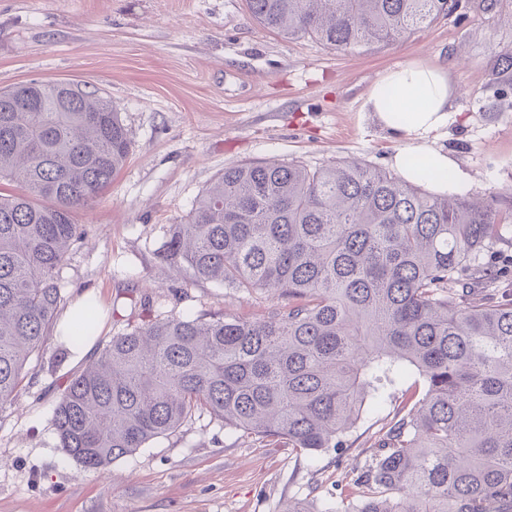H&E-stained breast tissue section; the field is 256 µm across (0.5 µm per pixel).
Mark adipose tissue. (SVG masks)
<instances>
[{"instance_id": "obj_1", "label": "adipose tissue", "mask_w": 512, "mask_h": 512, "mask_svg": "<svg viewBox=\"0 0 512 512\" xmlns=\"http://www.w3.org/2000/svg\"><path fill=\"white\" fill-rule=\"evenodd\" d=\"M451 90L445 71L418 64H404L389 70L370 89L367 104L381 125L405 140L392 164L409 182L423 179L420 169L408 167L411 157L428 159L439 173L440 187H447V174L458 173L455 159L434 146L437 135L455 120Z\"/></svg>"}]
</instances>
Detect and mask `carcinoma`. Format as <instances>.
Here are the masks:
<instances>
[{
    "label": "carcinoma",
    "mask_w": 512,
    "mask_h": 512,
    "mask_svg": "<svg viewBox=\"0 0 512 512\" xmlns=\"http://www.w3.org/2000/svg\"><path fill=\"white\" fill-rule=\"evenodd\" d=\"M288 38L348 52L452 16L458 0H246ZM128 132L96 90L30 82L0 90V409L42 349L79 238L73 212L124 166ZM512 210L497 196L432 194L343 161L275 160L224 170L161 259L238 294L288 307L156 319L122 332L75 374L54 411L59 447L96 471L196 413L315 453L341 446L405 373L423 381L336 512H512V294L484 256ZM88 301L67 332L90 336Z\"/></svg>",
    "instance_id": "carcinoma-1"
}]
</instances>
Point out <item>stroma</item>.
<instances>
[{
  "instance_id": "obj_1",
  "label": "stroma",
  "mask_w": 512,
  "mask_h": 512,
  "mask_svg": "<svg viewBox=\"0 0 512 512\" xmlns=\"http://www.w3.org/2000/svg\"><path fill=\"white\" fill-rule=\"evenodd\" d=\"M408 39L339 53L258 25L245 0H0V89L70 81L101 89L126 126L129 157L87 207L60 273L62 308L94 301L82 347L50 334L0 409V512H328L358 496L352 480L394 420L401 392L365 411L342 446L309 456L198 413L174 433L97 472L61 448L57 401L89 350L155 319L267 316L287 297L234 294L163 264L171 225L245 161L311 168L360 160L390 169L402 141L366 107L391 68L447 71L459 121L439 133L464 175L461 193L512 209V0H461Z\"/></svg>"
}]
</instances>
